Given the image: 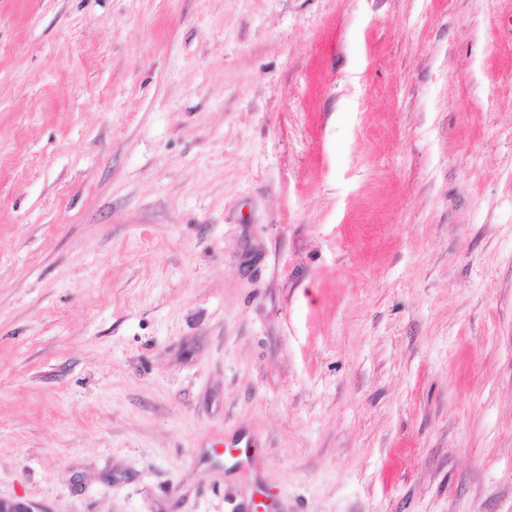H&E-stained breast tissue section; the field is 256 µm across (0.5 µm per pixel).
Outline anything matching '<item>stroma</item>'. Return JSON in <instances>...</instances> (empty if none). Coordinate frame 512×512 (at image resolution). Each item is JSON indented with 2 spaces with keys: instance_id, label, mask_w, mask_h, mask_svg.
Segmentation results:
<instances>
[{
  "instance_id": "obj_1",
  "label": "stroma",
  "mask_w": 512,
  "mask_h": 512,
  "mask_svg": "<svg viewBox=\"0 0 512 512\" xmlns=\"http://www.w3.org/2000/svg\"><path fill=\"white\" fill-rule=\"evenodd\" d=\"M512 0H0V500L512 512Z\"/></svg>"
}]
</instances>
